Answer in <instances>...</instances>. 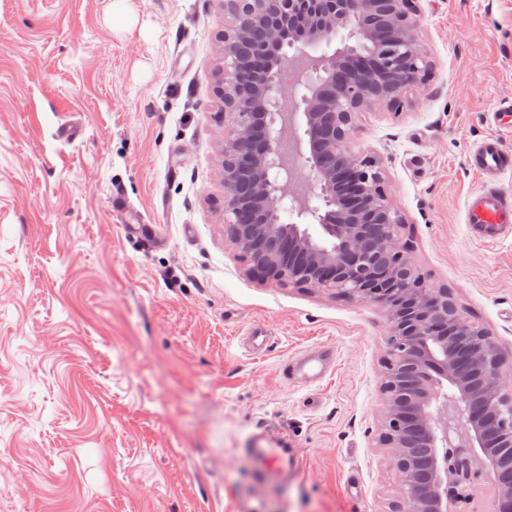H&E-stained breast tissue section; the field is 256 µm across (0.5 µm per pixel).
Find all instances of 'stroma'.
<instances>
[{"instance_id":"35a3bbf8","label":"stroma","mask_w":512,"mask_h":512,"mask_svg":"<svg viewBox=\"0 0 512 512\" xmlns=\"http://www.w3.org/2000/svg\"><path fill=\"white\" fill-rule=\"evenodd\" d=\"M228 22L224 0H0V512H399L385 310L262 282L224 233ZM419 30L428 81L358 112L350 149L378 161L413 269L511 367L512 238L471 240L465 203L466 153L512 101V0H421ZM321 346L331 375L284 377ZM262 429L302 473L260 491Z\"/></svg>"}]
</instances>
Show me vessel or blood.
Masks as SVG:
<instances>
[{"label":"vessel or blood","mask_w":512,"mask_h":512,"mask_svg":"<svg viewBox=\"0 0 512 512\" xmlns=\"http://www.w3.org/2000/svg\"><path fill=\"white\" fill-rule=\"evenodd\" d=\"M468 167L479 174L482 188L465 204L467 230L479 242L497 243L512 237V195L502 189V179L512 173V150L507 149L500 135L485 137L467 152ZM336 360L334 351L324 348L305 354L286 372L305 384L322 381ZM247 455L257 464L258 475L264 481H284L298 476L301 462L285 446L254 434L246 448Z\"/></svg>","instance_id":"1"}]
</instances>
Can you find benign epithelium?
Wrapping results in <instances>:
<instances>
[{
	"label": "benign epithelium",
	"mask_w": 512,
	"mask_h": 512,
	"mask_svg": "<svg viewBox=\"0 0 512 512\" xmlns=\"http://www.w3.org/2000/svg\"><path fill=\"white\" fill-rule=\"evenodd\" d=\"M234 18L225 48L249 47L259 65L224 77V223L231 242L264 240L266 274L277 283L333 286L344 297L387 312L388 347L402 349L399 369L383 383L384 420L405 414L423 432L430 486L418 485L416 449L390 437L397 471L409 492L403 512H448V468L490 460L498 497L494 512H512V422L494 404H509L496 342L486 331L440 308L435 289L411 279L377 162L348 150L355 114L373 102L398 110L404 94L428 75L417 35L420 0H224ZM340 42L333 54L310 45ZM386 46L369 64L360 42ZM305 159L301 165L299 159ZM322 205H313V198ZM297 222L281 223L283 204ZM315 221L330 249L310 245Z\"/></svg>",
	"instance_id": "benign-epithelium-1"
}]
</instances>
